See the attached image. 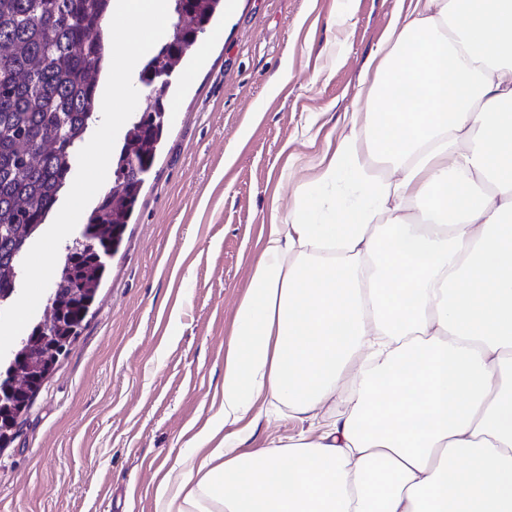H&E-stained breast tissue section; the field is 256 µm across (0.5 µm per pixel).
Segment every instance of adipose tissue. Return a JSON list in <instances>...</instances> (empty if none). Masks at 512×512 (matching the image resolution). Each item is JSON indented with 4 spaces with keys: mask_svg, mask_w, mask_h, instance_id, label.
<instances>
[{
    "mask_svg": "<svg viewBox=\"0 0 512 512\" xmlns=\"http://www.w3.org/2000/svg\"><path fill=\"white\" fill-rule=\"evenodd\" d=\"M369 65L156 512H512V0H408ZM266 405L316 437L242 451Z\"/></svg>",
    "mask_w": 512,
    "mask_h": 512,
    "instance_id": "adipose-tissue-1",
    "label": "adipose tissue"
}]
</instances>
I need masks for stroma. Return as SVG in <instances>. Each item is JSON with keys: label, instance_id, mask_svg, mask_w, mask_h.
Returning <instances> with one entry per match:
<instances>
[{"label": "stroma", "instance_id": "stroma-1", "mask_svg": "<svg viewBox=\"0 0 512 512\" xmlns=\"http://www.w3.org/2000/svg\"><path fill=\"white\" fill-rule=\"evenodd\" d=\"M402 11L401 0H236L189 50L94 313L0 449V512H154L159 475L221 396L269 198L290 202L313 178ZM300 428L285 409L259 416L245 448Z\"/></svg>", "mask_w": 512, "mask_h": 512}]
</instances>
